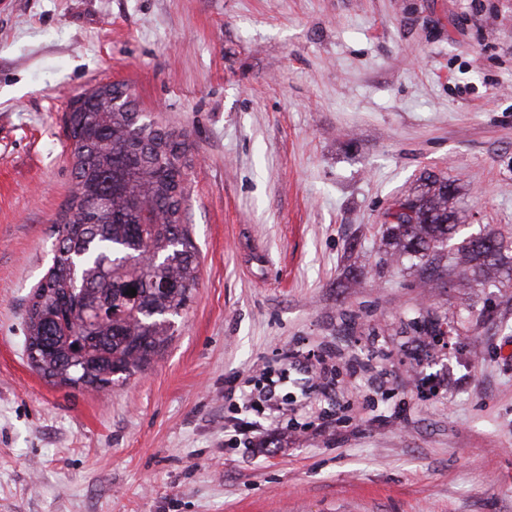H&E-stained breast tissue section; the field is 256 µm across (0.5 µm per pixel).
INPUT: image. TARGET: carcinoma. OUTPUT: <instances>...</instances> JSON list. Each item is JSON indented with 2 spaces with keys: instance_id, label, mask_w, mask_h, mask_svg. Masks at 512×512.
I'll list each match as a JSON object with an SVG mask.
<instances>
[{
  "instance_id": "1",
  "label": "carcinoma",
  "mask_w": 512,
  "mask_h": 512,
  "mask_svg": "<svg viewBox=\"0 0 512 512\" xmlns=\"http://www.w3.org/2000/svg\"><path fill=\"white\" fill-rule=\"evenodd\" d=\"M85 97L65 117L74 186L27 310V351L32 368L60 385L104 388L160 352L199 270L189 225L170 220L166 208L171 187L186 190L187 163L131 150L137 126L129 113L112 111V85ZM456 194L450 180L429 176L397 199L384 221L387 255L397 265L446 266L463 288L489 278L511 286L512 237H458ZM102 195L107 210L96 206Z\"/></svg>"
}]
</instances>
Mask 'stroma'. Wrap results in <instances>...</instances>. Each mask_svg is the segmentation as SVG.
I'll use <instances>...</instances> for the list:
<instances>
[{"instance_id":"obj_1","label":"stroma","mask_w":512,"mask_h":512,"mask_svg":"<svg viewBox=\"0 0 512 512\" xmlns=\"http://www.w3.org/2000/svg\"><path fill=\"white\" fill-rule=\"evenodd\" d=\"M111 82L189 137L199 283L144 371L71 388L25 317L64 115ZM430 174L461 235L512 234V0H0V512H512V286L383 252ZM268 380L277 427L228 445Z\"/></svg>"}]
</instances>
